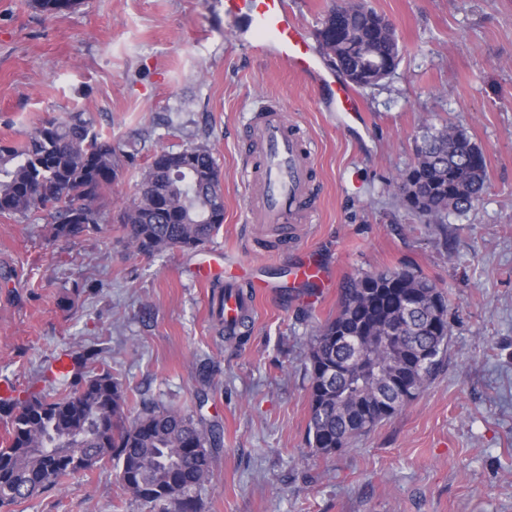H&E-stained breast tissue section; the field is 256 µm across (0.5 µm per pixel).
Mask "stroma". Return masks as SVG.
Instances as JSON below:
<instances>
[{
	"label": "stroma",
	"instance_id": "obj_1",
	"mask_svg": "<svg viewBox=\"0 0 512 512\" xmlns=\"http://www.w3.org/2000/svg\"><path fill=\"white\" fill-rule=\"evenodd\" d=\"M394 27L396 71L361 90L355 120L320 111L316 88L247 55L224 27V0H85L55 16L0 0V141L83 111L134 145L105 198L117 215L160 149L206 142L224 192V224L206 247L128 256L119 231L51 236V219L0 217V379L38 384L43 360L98 350L131 413L174 406L219 424L223 445L199 512H512V0H366ZM280 102L319 147L314 223L296 242L336 281L261 302L243 337H222L201 285L207 252L280 278L268 224L242 221L243 115ZM464 128L486 155L472 209L424 225L397 202L398 173L424 126ZM447 290L450 338L430 386L331 455L307 443L308 351L350 278L401 267ZM18 512H150L121 493L113 466L71 478Z\"/></svg>",
	"mask_w": 512,
	"mask_h": 512
}]
</instances>
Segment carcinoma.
<instances>
[{
  "label": "carcinoma",
  "instance_id": "cac0c4a2",
  "mask_svg": "<svg viewBox=\"0 0 512 512\" xmlns=\"http://www.w3.org/2000/svg\"><path fill=\"white\" fill-rule=\"evenodd\" d=\"M82 0H33L57 15ZM325 55L359 88L375 86L370 60L389 70L400 62L395 30L374 9L356 4L332 9L317 30ZM134 153L96 131L84 112L40 121L19 142L0 141V216L45 212L55 239L112 231L102 200ZM420 192L401 206L422 223L443 224L451 212L479 203L487 188L484 152L466 131L446 124L428 129L415 161L397 176ZM119 224L131 255L193 250L210 242L224 224L223 193L208 145L177 153L157 152L142 171ZM403 326L401 338L370 349L368 360L336 374L350 357L336 342ZM448 295L421 272L400 268L349 280L336 316L318 326L310 341L309 419L313 451L328 455L371 432L416 398L439 373L448 349ZM95 354L61 352L44 369L60 389L49 400L27 389L0 398L13 438L0 446V512H16L27 499L60 489L105 460L115 462L122 489L151 508L197 512L196 492L208 481L221 443L215 424L182 410L143 406L129 418V399L112 372L90 366Z\"/></svg>",
  "mask_w": 512,
  "mask_h": 512
}]
</instances>
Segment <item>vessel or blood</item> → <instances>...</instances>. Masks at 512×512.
Segmentation results:
<instances>
[{"mask_svg":"<svg viewBox=\"0 0 512 512\" xmlns=\"http://www.w3.org/2000/svg\"><path fill=\"white\" fill-rule=\"evenodd\" d=\"M224 20L239 47L276 62L302 76L322 93L325 111L356 114L364 103L357 91L340 80L321 59L293 18L288 0H224ZM251 150L241 177L247 192L244 221L288 226L313 223L311 171L317 151L300 128L275 104H261L245 123ZM289 279L320 295L333 280V268L308 248L292 245L287 261ZM238 277L225 273L224 327L238 328L243 316L255 315L262 292L238 294Z\"/></svg>","mask_w":512,"mask_h":512,"instance_id":"vessel-or-blood-1","label":"vessel or blood"}]
</instances>
